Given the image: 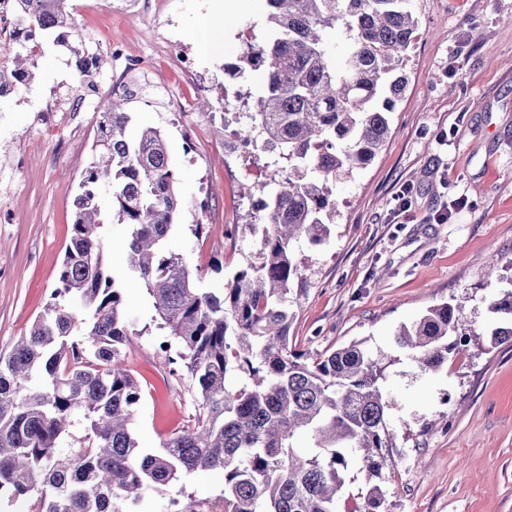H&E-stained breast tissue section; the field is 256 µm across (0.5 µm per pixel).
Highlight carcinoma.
I'll return each mask as SVG.
<instances>
[{"mask_svg": "<svg viewBox=\"0 0 512 512\" xmlns=\"http://www.w3.org/2000/svg\"><path fill=\"white\" fill-rule=\"evenodd\" d=\"M22 21L55 35L65 0H19ZM266 74L253 129L288 172L246 228L261 235L258 262L217 288L173 251L184 200L164 131L130 129L133 94L99 101L98 158L75 198L72 235L56 287L29 333L0 354V498L35 499L34 512H135L184 473L220 470L224 512H339L354 465L372 476L391 447L379 380L384 368L359 342L315 355L293 348L294 250L321 244L336 218L332 180L365 168L391 133L408 84L405 56L419 36L411 0H267ZM342 27L337 57L323 38ZM125 226L124 267L153 299L171 340L161 357L196 384L199 413L146 453L131 432L142 389L124 367L134 335L124 288L101 228L102 206ZM512 342V290L489 305ZM448 302L395 333L425 372L448 365L466 335ZM84 435L62 453L73 418ZM304 434L311 446H295ZM382 488L346 512H380Z\"/></svg>", "mask_w": 512, "mask_h": 512, "instance_id": "obj_1", "label": "carcinoma"}]
</instances>
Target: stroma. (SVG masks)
<instances>
[{
	"instance_id": "1",
	"label": "stroma",
	"mask_w": 512,
	"mask_h": 512,
	"mask_svg": "<svg viewBox=\"0 0 512 512\" xmlns=\"http://www.w3.org/2000/svg\"><path fill=\"white\" fill-rule=\"evenodd\" d=\"M139 0H105L80 16L122 41L130 54H148L166 92L143 78L113 75L103 94L136 90L127 106L134 126L165 134L180 172L186 206L171 247L210 282L230 278L255 260L258 238L227 240L223 230L250 221L249 190L270 180L272 154L249 158L223 148L200 113L174 115L172 100L193 85L165 54L156 23ZM163 19L197 55L198 70L221 96L237 82L260 92L262 70L243 65L240 29L257 41L267 32L266 0H232L224 10V49L203 55L210 37L197 18L217 0H155ZM420 36L409 50L408 85L391 116V135L370 165L337 181L338 216L317 246L300 243L298 301L290 334L297 349L334 350L358 341L388 360L382 393L392 442L377 479L381 512H512V342L491 346L497 318L491 300L512 289V0H412ZM67 51L47 43L34 65L28 95L66 97L61 61ZM239 66L238 75L229 67ZM34 115L0 98V351L27 334L50 299L64 247L72 234L74 200L89 167L98 115H72L69 126L35 130ZM465 198V209L452 203ZM208 233L195 238L194 224ZM224 259L222 274L209 269ZM135 337L124 365L139 381L142 400L132 421L140 447L158 450L163 437L194 419L197 390L173 376L156 346L163 332L152 299L133 277L123 279ZM463 300L473 333L458 337L447 368L421 371L394 344L401 324L436 304ZM182 494L224 512V475L198 471L140 512H164L167 496Z\"/></svg>"
}]
</instances>
